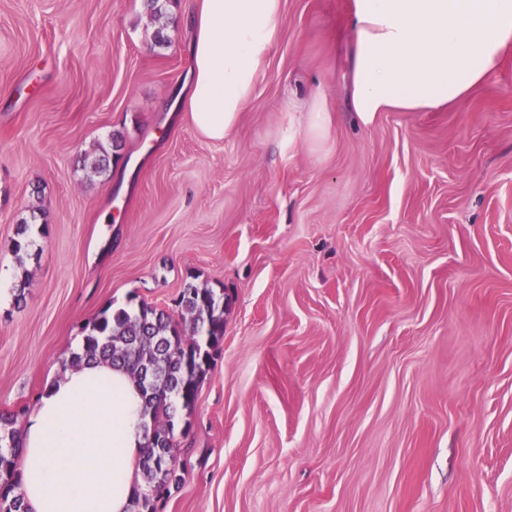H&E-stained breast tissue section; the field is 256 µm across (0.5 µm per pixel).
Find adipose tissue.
Returning a JSON list of instances; mask_svg holds the SVG:
<instances>
[{
    "instance_id": "obj_1",
    "label": "adipose tissue",
    "mask_w": 512,
    "mask_h": 512,
    "mask_svg": "<svg viewBox=\"0 0 512 512\" xmlns=\"http://www.w3.org/2000/svg\"><path fill=\"white\" fill-rule=\"evenodd\" d=\"M282 0H192L187 117L223 140L253 96L279 38ZM350 108L437 112L486 83L512 57V0H350ZM55 365L18 435V490L29 512H130L142 485L143 399L120 366Z\"/></svg>"
}]
</instances>
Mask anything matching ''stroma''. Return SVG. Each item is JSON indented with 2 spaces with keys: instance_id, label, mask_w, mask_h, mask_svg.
<instances>
[{
  "instance_id": "1",
  "label": "stroma",
  "mask_w": 512,
  "mask_h": 512,
  "mask_svg": "<svg viewBox=\"0 0 512 512\" xmlns=\"http://www.w3.org/2000/svg\"><path fill=\"white\" fill-rule=\"evenodd\" d=\"M349 0H283L235 130L200 136L183 0H0V413L105 304L223 290L163 512H512V61L442 112L349 110ZM332 124L301 139V106ZM121 134L109 176L84 168Z\"/></svg>"
}]
</instances>
